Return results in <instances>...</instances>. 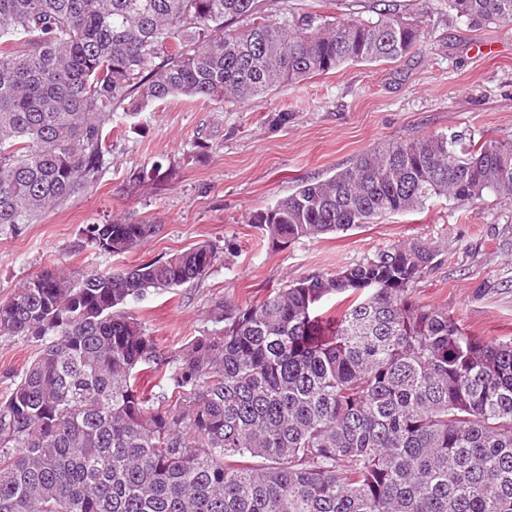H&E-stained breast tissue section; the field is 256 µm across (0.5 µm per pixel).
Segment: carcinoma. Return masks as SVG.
Instances as JSON below:
<instances>
[{
  "mask_svg": "<svg viewBox=\"0 0 512 512\" xmlns=\"http://www.w3.org/2000/svg\"><path fill=\"white\" fill-rule=\"evenodd\" d=\"M447 2L472 28H512V0ZM420 37L391 4L331 20L287 0H0V229L97 182L125 97L257 105ZM489 193L512 200V141L453 131L377 146L247 223L284 246ZM153 230L85 235L121 255ZM437 256L417 239L245 308L227 298L224 330L177 355L123 307L206 277L213 245L32 277L0 303V336L38 343L0 403V512H512V340L414 301Z\"/></svg>",
  "mask_w": 512,
  "mask_h": 512,
  "instance_id": "cac0c4a2",
  "label": "carcinoma"
}]
</instances>
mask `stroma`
<instances>
[{
    "instance_id": "35a3bbf8",
    "label": "stroma",
    "mask_w": 512,
    "mask_h": 512,
    "mask_svg": "<svg viewBox=\"0 0 512 512\" xmlns=\"http://www.w3.org/2000/svg\"><path fill=\"white\" fill-rule=\"evenodd\" d=\"M421 18L416 47L381 63H349L272 91L260 104L170 99L138 115L112 116V155L95 186L18 230L0 231V302L47 268L76 276L119 271L208 242V275L129 301L160 346L174 354L218 330L211 312L231 299L255 304L314 272L342 269L374 251L419 239L437 247V266L414 290L420 304L448 311L470 335L512 339V204L495 196L469 205L441 197L347 232L279 247L247 224L305 181L349 166L378 144L468 130L512 140V30L469 27L443 0H393ZM378 0H288L293 12L371 16ZM279 112L285 124L272 123ZM162 162L158 179L140 170ZM136 219L156 231L131 252L90 247L89 224ZM37 351L23 336L0 338V399Z\"/></svg>"
}]
</instances>
